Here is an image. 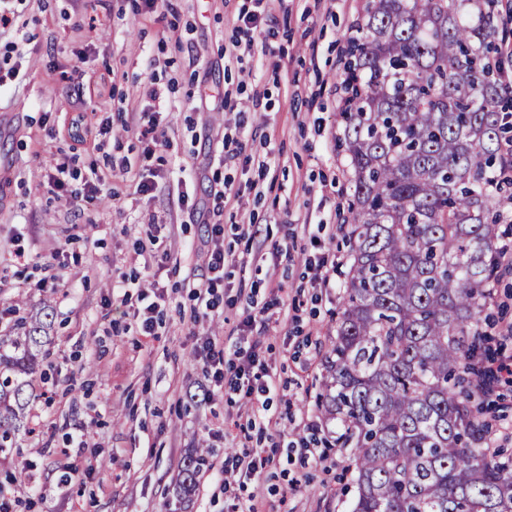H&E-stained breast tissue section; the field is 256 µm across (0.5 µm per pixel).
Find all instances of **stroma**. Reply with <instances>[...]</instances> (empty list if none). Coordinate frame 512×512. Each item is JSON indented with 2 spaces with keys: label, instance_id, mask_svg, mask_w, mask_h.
Here are the masks:
<instances>
[{
  "label": "stroma",
  "instance_id": "obj_1",
  "mask_svg": "<svg viewBox=\"0 0 512 512\" xmlns=\"http://www.w3.org/2000/svg\"><path fill=\"white\" fill-rule=\"evenodd\" d=\"M367 0H14L0 30V58L17 78L0 87V329L48 313L52 341L31 410L32 433L0 452V494L15 512H349L357 493L347 449L317 397L343 304L352 214L342 136L341 73ZM257 15L253 46L239 26ZM95 22V31L85 23ZM80 67L82 81L71 80ZM164 99L168 144L145 154L134 123L151 88ZM224 94L206 107L205 89ZM108 120L97 143H77L76 115ZM225 154L224 163L215 155ZM272 154L270 169L258 157ZM81 186L90 170L112 174V194L74 205L49 181L56 161ZM157 172L140 194L122 162ZM224 191V284L213 317L193 324L183 280L201 259L205 225L191 211ZM170 224V260L138 254L147 225ZM252 225L253 235L242 232ZM287 242V255L273 246ZM334 262L333 287L313 283L310 261ZM164 288L156 333L140 334L134 310L151 281ZM281 283L287 313L244 327L248 301L266 304ZM482 316L489 359L512 355V271H500ZM277 391L266 438L240 431L252 407L241 394L210 392L195 362L206 338L245 346ZM275 447L273 463L245 486L225 485L224 456ZM209 452L191 494L177 485L184 458ZM97 469L83 471L89 463ZM25 471L13 482L9 472Z\"/></svg>",
  "mask_w": 512,
  "mask_h": 512
}]
</instances>
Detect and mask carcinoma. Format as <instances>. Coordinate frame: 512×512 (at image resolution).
Returning a JSON list of instances; mask_svg holds the SVG:
<instances>
[{
  "instance_id": "1",
  "label": "carcinoma",
  "mask_w": 512,
  "mask_h": 512,
  "mask_svg": "<svg viewBox=\"0 0 512 512\" xmlns=\"http://www.w3.org/2000/svg\"><path fill=\"white\" fill-rule=\"evenodd\" d=\"M494 3L368 0L350 40V265L318 407L352 451L351 512H512V452L484 447L494 383L476 359L512 204ZM50 342L38 314L0 336V452L26 431ZM205 463L187 458L184 493Z\"/></svg>"
}]
</instances>
